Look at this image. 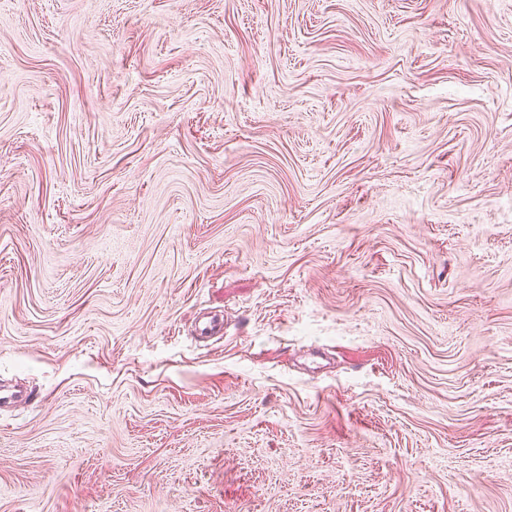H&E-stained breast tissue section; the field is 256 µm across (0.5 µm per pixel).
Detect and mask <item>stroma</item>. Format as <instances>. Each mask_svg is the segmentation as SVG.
Returning <instances> with one entry per match:
<instances>
[{
	"instance_id": "obj_1",
	"label": "stroma",
	"mask_w": 512,
	"mask_h": 512,
	"mask_svg": "<svg viewBox=\"0 0 512 512\" xmlns=\"http://www.w3.org/2000/svg\"><path fill=\"white\" fill-rule=\"evenodd\" d=\"M14 388L0 512H512V0H0Z\"/></svg>"
}]
</instances>
